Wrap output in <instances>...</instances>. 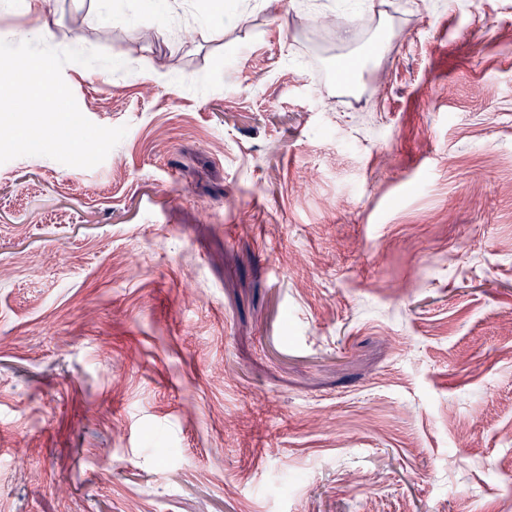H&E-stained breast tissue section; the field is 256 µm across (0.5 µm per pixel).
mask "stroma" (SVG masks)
Wrapping results in <instances>:
<instances>
[{"label":"stroma","instance_id":"stroma-1","mask_svg":"<svg viewBox=\"0 0 512 512\" xmlns=\"http://www.w3.org/2000/svg\"><path fill=\"white\" fill-rule=\"evenodd\" d=\"M52 8L128 131L0 164V512H512V0Z\"/></svg>","mask_w":512,"mask_h":512}]
</instances>
